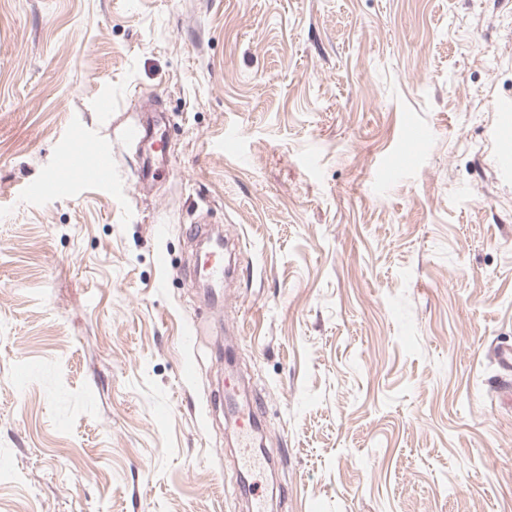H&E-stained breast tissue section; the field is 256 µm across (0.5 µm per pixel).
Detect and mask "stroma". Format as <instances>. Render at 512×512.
<instances>
[{
  "instance_id": "obj_1",
  "label": "stroma",
  "mask_w": 512,
  "mask_h": 512,
  "mask_svg": "<svg viewBox=\"0 0 512 512\" xmlns=\"http://www.w3.org/2000/svg\"><path fill=\"white\" fill-rule=\"evenodd\" d=\"M504 101L512 0H0V512H245L231 371L274 512H512ZM85 137L111 188L16 194ZM159 113L143 112L122 129L124 138L141 148L145 155L136 174L138 185L154 182L169 172L167 153L163 147L165 135L161 129L162 116ZM216 245L217 249L205 257L201 266L208 283L224 281V276L227 274V270L224 268L223 244L221 241H217ZM497 356L502 366V370L506 373V377L510 376L509 379L502 380V386L500 387V400L508 406L512 403L511 395V375H512V348L510 346H500L497 349Z\"/></svg>"
}]
</instances>
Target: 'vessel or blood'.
<instances>
[{
	"mask_svg": "<svg viewBox=\"0 0 512 512\" xmlns=\"http://www.w3.org/2000/svg\"><path fill=\"white\" fill-rule=\"evenodd\" d=\"M124 138L141 148L144 159L136 177L138 184L156 181L169 171L166 162L167 153L164 148L165 135L162 131V117L159 113L148 111L124 125ZM95 178L99 187H108L112 179L106 167H90L89 155L84 148L70 149L67 162L52 184L29 183L23 188L24 196L31 202L46 201L50 187H80L86 178ZM205 279L210 283L221 282L227 274L224 266L222 250H215L205 257L202 263ZM497 356L506 373L500 388V400L503 403H512V348L501 346L497 349ZM224 394L230 406V413L226 420V429L232 434L238 445L237 463L241 473L239 490L250 505V512H268L269 504L260 485L253 475L257 469L265 467L267 459L255 449L256 440V413L258 403L241 392L238 384L232 380H225Z\"/></svg>",
	"mask_w": 512,
	"mask_h": 512,
	"instance_id": "1",
	"label": "vessel or blood"
}]
</instances>
